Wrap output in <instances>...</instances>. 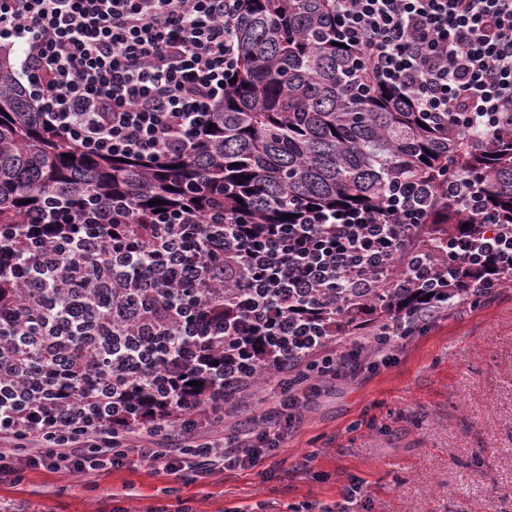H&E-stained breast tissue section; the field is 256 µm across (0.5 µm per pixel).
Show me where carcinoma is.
<instances>
[{"label":"carcinoma","instance_id":"obj_1","mask_svg":"<svg viewBox=\"0 0 512 512\" xmlns=\"http://www.w3.org/2000/svg\"><path fill=\"white\" fill-rule=\"evenodd\" d=\"M235 81L212 113L207 136L181 154L152 162L141 157L89 156L46 126L16 78L11 52L0 45V225L18 224L48 198L94 195L122 199L138 215L131 225L146 233L155 210L188 207L201 222L214 209L246 224H293L308 207L376 206L407 181L429 184L427 223L451 228L473 216L448 201V166L481 188L484 207L512 222V114L484 132L467 133L455 114L431 119L414 111L396 89L376 86L350 47H338L335 0H244L234 29ZM160 200V205H149ZM13 289L0 283L2 331L14 323L6 307ZM421 288H379L372 300L382 321L417 308ZM321 313L327 332H346L362 308L356 299L329 301ZM70 358L64 372L32 357L45 381L93 382L82 371L83 337H62ZM201 352L184 373L201 363L224 362ZM128 393V410L144 393L136 378L117 373Z\"/></svg>","mask_w":512,"mask_h":512}]
</instances>
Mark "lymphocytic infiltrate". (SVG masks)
Instances as JSON below:
<instances>
[{
    "label": "lymphocytic infiltrate",
    "mask_w": 512,
    "mask_h": 512,
    "mask_svg": "<svg viewBox=\"0 0 512 512\" xmlns=\"http://www.w3.org/2000/svg\"><path fill=\"white\" fill-rule=\"evenodd\" d=\"M242 0H0V41L22 47V75L43 122L92 155L157 161L200 139L237 65L234 26ZM336 29L370 79L409 97L415 111L456 114L464 129H490L512 112V0H336ZM427 184L399 187L374 208L321 211L297 224L221 217L200 229L190 213L156 217L150 237L123 243L136 214L121 200L50 199L21 223L0 226V281L18 323L0 350V483L65 470L96 489L107 470L150 460L180 481L251 469L272 457L324 377H351L367 357L390 363L399 339L429 328L446 288L490 297L512 285V224L484 210L456 174L448 197L473 225L422 245ZM431 291L422 312L369 328L372 349L324 355L317 302L372 295L386 279ZM228 289L236 316L211 326L210 347L251 344L247 357L211 370L217 399H170L153 386L139 414L111 383L134 369L172 325L192 336L212 290ZM110 295L107 316L90 291ZM86 339L89 398L35 376L26 356L53 359L64 331ZM279 358L268 361L267 348ZM272 395L262 422L242 428V405Z\"/></svg>",
    "instance_id": "obj_1"
}]
</instances>
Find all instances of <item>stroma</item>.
<instances>
[{"label": "stroma", "mask_w": 512, "mask_h": 512, "mask_svg": "<svg viewBox=\"0 0 512 512\" xmlns=\"http://www.w3.org/2000/svg\"><path fill=\"white\" fill-rule=\"evenodd\" d=\"M275 470L227 471L176 485L144 461L100 476L27 472L0 498L44 501L52 512H136L169 503L175 486L195 512H267L310 502L340 512H512V286L449 309L430 330L399 340L390 364L326 381L276 456Z\"/></svg>", "instance_id": "obj_1"}]
</instances>
